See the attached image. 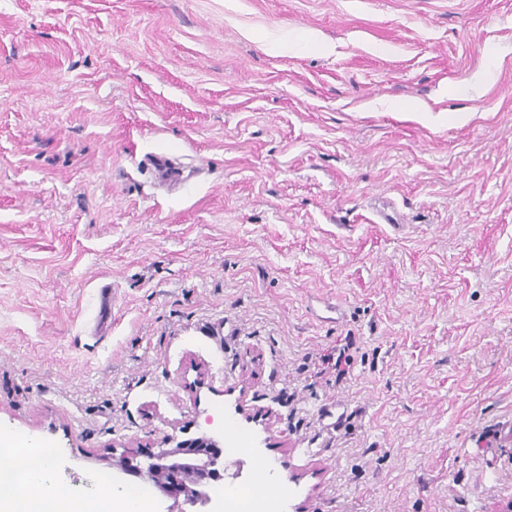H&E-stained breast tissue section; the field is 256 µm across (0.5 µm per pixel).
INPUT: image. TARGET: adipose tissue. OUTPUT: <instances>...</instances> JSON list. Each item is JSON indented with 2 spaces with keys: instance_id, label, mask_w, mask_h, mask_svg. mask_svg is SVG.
<instances>
[{
  "instance_id": "1",
  "label": "adipose tissue",
  "mask_w": 512,
  "mask_h": 512,
  "mask_svg": "<svg viewBox=\"0 0 512 512\" xmlns=\"http://www.w3.org/2000/svg\"><path fill=\"white\" fill-rule=\"evenodd\" d=\"M32 477L39 481L41 495L31 499L1 496L0 512H149L150 494L145 490L134 497L106 490L97 498L78 501L54 482L50 466L34 471Z\"/></svg>"
}]
</instances>
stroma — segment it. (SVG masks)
<instances>
[{
	"mask_svg": "<svg viewBox=\"0 0 512 512\" xmlns=\"http://www.w3.org/2000/svg\"><path fill=\"white\" fill-rule=\"evenodd\" d=\"M0 433L80 499L211 436L281 512H504L512 0H0Z\"/></svg>",
	"mask_w": 512,
	"mask_h": 512,
	"instance_id": "35a3bbf8",
	"label": "stroma"
}]
</instances>
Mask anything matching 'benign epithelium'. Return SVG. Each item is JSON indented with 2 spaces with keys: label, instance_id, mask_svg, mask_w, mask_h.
I'll return each instance as SVG.
<instances>
[{
  "label": "benign epithelium",
  "instance_id": "7a95c632",
  "mask_svg": "<svg viewBox=\"0 0 512 512\" xmlns=\"http://www.w3.org/2000/svg\"><path fill=\"white\" fill-rule=\"evenodd\" d=\"M212 447L214 444L197 438L180 441L173 448H162L148 465L147 477L169 498L177 500L184 496L192 504L210 507L208 512H223L224 503L201 490L217 471L211 468V463H200L194 458L195 449Z\"/></svg>",
  "mask_w": 512,
  "mask_h": 512
}]
</instances>
